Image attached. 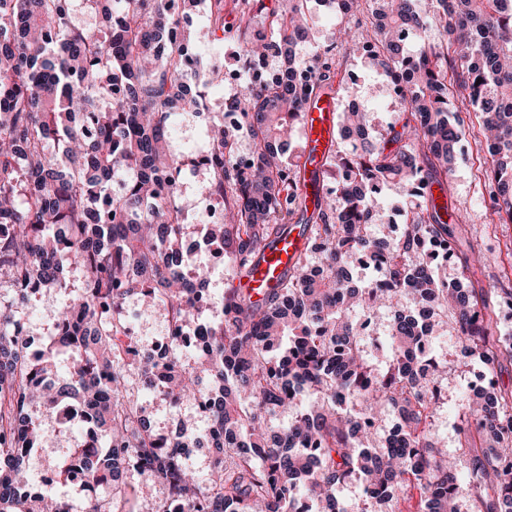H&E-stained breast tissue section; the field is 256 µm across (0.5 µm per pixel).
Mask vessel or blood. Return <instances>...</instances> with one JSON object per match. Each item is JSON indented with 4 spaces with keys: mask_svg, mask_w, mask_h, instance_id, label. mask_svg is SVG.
Returning <instances> with one entry per match:
<instances>
[{
    "mask_svg": "<svg viewBox=\"0 0 512 512\" xmlns=\"http://www.w3.org/2000/svg\"><path fill=\"white\" fill-rule=\"evenodd\" d=\"M338 97L335 90L321 92L308 105L301 118L304 160L302 178L306 185L307 203L315 205L325 192L318 176L326 166L335 139ZM307 237L292 231L267 249L250 271L235 279L234 285L252 299H259L268 288L277 285L291 269L296 257L306 247Z\"/></svg>",
    "mask_w": 512,
    "mask_h": 512,
    "instance_id": "1",
    "label": "vessel or blood"
}]
</instances>
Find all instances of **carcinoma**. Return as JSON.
I'll return each instance as SVG.
<instances>
[{
    "label": "carcinoma",
    "instance_id": "carcinoma-1",
    "mask_svg": "<svg viewBox=\"0 0 512 512\" xmlns=\"http://www.w3.org/2000/svg\"><path fill=\"white\" fill-rule=\"evenodd\" d=\"M312 0H285L268 18L269 39L242 32V55L276 58L287 82L243 85L237 108L256 159L236 162L221 125L207 127L210 182L203 192L225 198L224 223L209 227L231 257L232 277L254 264L292 221L310 232L288 276L264 300L236 288L212 301L208 272H179L186 205L174 194L181 160L166 133L170 114L195 105L188 74L213 78L187 48L211 41L198 25L167 40L176 19L163 0H82L102 16L98 34L75 24L76 0H0V276L12 290L0 302V443L12 454L0 465V512H122L127 473L163 486L152 512H344L337 488L364 485L362 512L385 499L409 500L417 512H460L456 467L467 465L468 512H512V386L494 382L512 365V339L494 319L500 295L477 278L480 253L455 254L460 278L448 282L421 267L426 241L447 248L468 219L442 216L425 197L410 204L399 236H373L377 188L417 179L448 190L463 124L448 96L478 113L473 133L483 150L490 216L512 223V0H372L365 27H341L299 89L306 66L295 49L306 42ZM436 29L441 40L428 39ZM414 38V48L403 40ZM372 48L370 64L393 78L412 70L399 127L380 139L366 133L368 109L344 113L327 166L335 186L308 211L299 161L285 166L279 149L308 102L336 78V45ZM345 142L342 150L339 142ZM119 172L125 188L112 193ZM366 254L386 288L352 282L350 260ZM325 267L309 274L311 259ZM86 272L70 305L54 310L57 346L35 363L24 353L15 307L33 288L65 285L70 264ZM133 294L192 321L216 306L221 318L201 340L194 364L165 365L166 396L179 401L206 391L211 414L202 437L162 438L130 392V373L158 391L159 364L145 347L124 342L122 313ZM388 311L393 355L375 363L364 345L365 313ZM448 329L487 385L457 404L459 447L453 456L429 437L446 366L422 354L429 336ZM305 393L312 402L296 403ZM74 399L85 407L91 439L57 465L77 474L91 495L67 507L49 492H27L25 459L47 440L27 409ZM394 410L399 435L378 438L380 410ZM289 417L285 427L266 415ZM217 449L207 478L181 449L201 441ZM107 486L97 496L95 490Z\"/></svg>",
    "mask_w": 512,
    "mask_h": 512
}]
</instances>
